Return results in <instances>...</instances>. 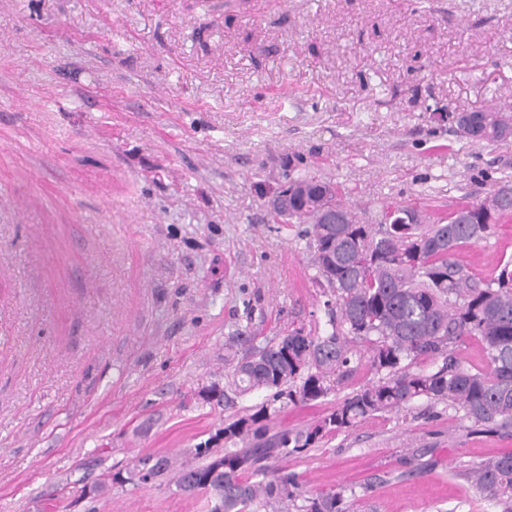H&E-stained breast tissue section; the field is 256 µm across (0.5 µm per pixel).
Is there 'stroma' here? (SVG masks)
Here are the masks:
<instances>
[{
    "mask_svg": "<svg viewBox=\"0 0 512 512\" xmlns=\"http://www.w3.org/2000/svg\"><path fill=\"white\" fill-rule=\"evenodd\" d=\"M512 103V0H0V512H208L171 481L82 498L79 477L192 459L224 408L225 344L326 321L286 174L441 218L512 176L437 108ZM512 256V216L459 258ZM368 365L276 427L313 425ZM512 449L424 401L283 459L350 512H494L458 477Z\"/></svg>",
    "mask_w": 512,
    "mask_h": 512,
    "instance_id": "obj_1",
    "label": "stroma"
}]
</instances>
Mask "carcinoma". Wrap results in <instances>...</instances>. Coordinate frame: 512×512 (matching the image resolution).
I'll list each match as a JSON object with an SVG mask.
<instances>
[{
    "label": "carcinoma",
    "mask_w": 512,
    "mask_h": 512,
    "mask_svg": "<svg viewBox=\"0 0 512 512\" xmlns=\"http://www.w3.org/2000/svg\"><path fill=\"white\" fill-rule=\"evenodd\" d=\"M458 133L473 142L512 138V108L468 113ZM293 211L274 218L304 224L318 285L332 293L328 320L313 334L303 326L256 344L241 331L230 348L237 356L224 386L213 385L203 399L224 406L253 394L267 399L251 414L219 428L195 448V460L180 465L177 491L209 499V512H348L352 487L307 496L296 474L263 462L312 447L324 436L346 431L382 412L415 401L443 403L485 431H512V257L499 261L489 280L460 259L461 249L495 233L512 214V178L495 180L482 201L460 206L435 224L414 222L418 211L388 206L405 224H369L337 194L331 202L337 223L323 222L319 191L330 183L316 176L288 180ZM480 344L481 363L466 366L458 350ZM367 361L376 379L353 391L334 410L302 430L270 432L269 422L288 404H307L329 393L328 380L341 382ZM172 466L171 458L144 455L130 476L116 473L88 485L85 496L103 493L113 482L152 483ZM476 494L512 512V451L500 452L461 470Z\"/></svg>",
    "instance_id": "cac0c4a2"
}]
</instances>
